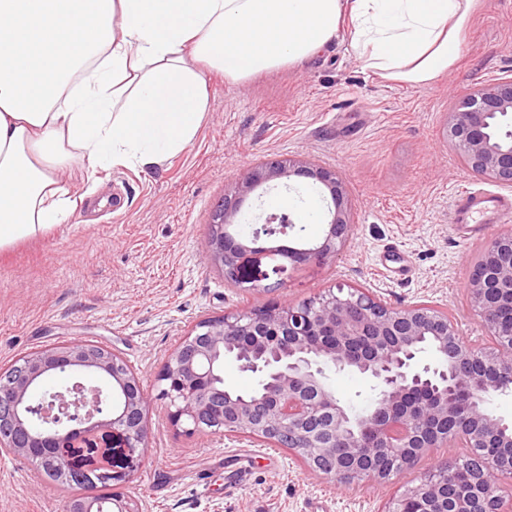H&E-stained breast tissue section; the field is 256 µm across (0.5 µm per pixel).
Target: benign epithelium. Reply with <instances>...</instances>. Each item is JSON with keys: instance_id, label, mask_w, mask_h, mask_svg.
<instances>
[{"instance_id": "benign-epithelium-1", "label": "benign epithelium", "mask_w": 512, "mask_h": 512, "mask_svg": "<svg viewBox=\"0 0 512 512\" xmlns=\"http://www.w3.org/2000/svg\"><path fill=\"white\" fill-rule=\"evenodd\" d=\"M512 115V77L463 95L449 113L445 137L470 171L512 186V129L489 133V119ZM302 178L328 203L329 221L311 248L275 244L295 228L290 212L268 214L261 227L240 231L244 206L258 190ZM355 225L336 171L304 160H273L242 169L212 214L207 258L224 279L240 278V259L264 253L294 269L311 256L334 258L351 243ZM470 310L490 343L477 347L447 313L424 303L393 307L362 288H331L308 300L275 301L197 322L156 376L158 397L174 426L188 434L224 433L288 449L310 471L345 485L388 483L437 448L450 455L404 487L383 512H512V422L495 415V395L512 392V232L494 238L473 261ZM430 351L434 363H421ZM258 378V391L217 385L224 359ZM355 371L374 382L377 400L361 415L341 403L326 370ZM0 383V452L57 472L112 487L86 494L65 512H141L123 494L130 473L97 447L111 429L131 453L147 451L151 398L139 375L112 348L71 341L39 349ZM70 372V384L44 389ZM91 373L103 380L88 384Z\"/></svg>"}]
</instances>
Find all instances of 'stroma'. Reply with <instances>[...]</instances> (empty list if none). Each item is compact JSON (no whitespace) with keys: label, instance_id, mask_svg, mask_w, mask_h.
Returning a JSON list of instances; mask_svg holds the SVG:
<instances>
[{"label":"stroma","instance_id":"stroma-1","mask_svg":"<svg viewBox=\"0 0 512 512\" xmlns=\"http://www.w3.org/2000/svg\"><path fill=\"white\" fill-rule=\"evenodd\" d=\"M510 75L512 0H477L460 59L428 85L364 70L344 29L295 66L244 82L211 73L207 111L183 151L150 169L95 171L74 160L63 178L79 199L68 220L0 251V369L75 340L117 351L153 396L147 455L112 440L115 466L131 474L125 493L143 512H381L445 449L392 483L348 487L308 471L283 448L182 432L156 400L155 378L197 321L272 300L301 302L339 284L392 306L425 302L448 311L460 336L485 343L468 306L471 263L512 231V217L474 236L454 224L456 192L506 188L468 170L443 128L458 97ZM288 156L336 169L349 190L354 239L336 258L288 271L265 254H246L243 285L228 283L206 259L212 212L241 169ZM279 197L297 217L315 214L290 240H319L326 203L301 181L253 200L244 232L260 226ZM389 248L408 260V275L383 267ZM66 497L32 461L0 453V512H62Z\"/></svg>","mask_w":512,"mask_h":512}]
</instances>
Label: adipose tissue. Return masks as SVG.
<instances>
[{"instance_id": "ef3b65f1", "label": "adipose tissue", "mask_w": 512, "mask_h": 512, "mask_svg": "<svg viewBox=\"0 0 512 512\" xmlns=\"http://www.w3.org/2000/svg\"><path fill=\"white\" fill-rule=\"evenodd\" d=\"M475 0H0V250L63 223L74 154L161 165L203 119L204 71L294 66L349 20L364 69L434 81Z\"/></svg>"}]
</instances>
